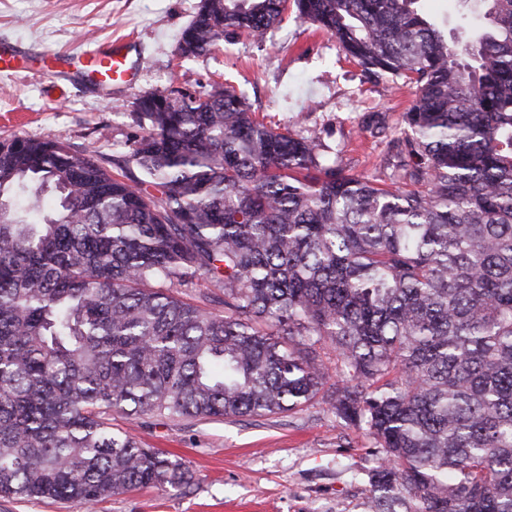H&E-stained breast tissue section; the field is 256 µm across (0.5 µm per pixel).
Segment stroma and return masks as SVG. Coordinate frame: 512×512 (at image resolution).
Masks as SVG:
<instances>
[{
    "mask_svg": "<svg viewBox=\"0 0 512 512\" xmlns=\"http://www.w3.org/2000/svg\"><path fill=\"white\" fill-rule=\"evenodd\" d=\"M200 0H0V40L33 51L74 53L100 40L132 41L143 57L137 82L108 100L33 72L0 73V140L48 136L139 178L128 155L141 128L137 100L148 93L214 87L242 95L264 122L321 133L346 173L380 183L413 86L368 80L335 37L287 11L264 40L220 41L200 57L176 51ZM114 428L181 459L189 490L117 494L93 512H368L375 467L364 430L343 429L322 399L275 415L182 421L116 415Z\"/></svg>",
    "mask_w": 512,
    "mask_h": 512,
    "instance_id": "35a3bbf8",
    "label": "stroma"
}]
</instances>
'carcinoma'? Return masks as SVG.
<instances>
[{
	"mask_svg": "<svg viewBox=\"0 0 512 512\" xmlns=\"http://www.w3.org/2000/svg\"><path fill=\"white\" fill-rule=\"evenodd\" d=\"M294 2L369 78L415 87L396 187L227 90L140 98L132 182L48 136L1 140L0 496L187 489L112 416L321 394L372 441L369 512H512V0H480L464 45L417 0ZM286 3L201 0L177 52L261 40ZM200 280L201 303L179 297Z\"/></svg>",
	"mask_w": 512,
	"mask_h": 512,
	"instance_id": "cac0c4a2",
	"label": "carcinoma"
}]
</instances>
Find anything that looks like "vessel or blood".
<instances>
[{"label": "vessel or blood", "mask_w": 512, "mask_h": 512, "mask_svg": "<svg viewBox=\"0 0 512 512\" xmlns=\"http://www.w3.org/2000/svg\"><path fill=\"white\" fill-rule=\"evenodd\" d=\"M32 56L19 44L0 42V72L17 71ZM36 56L41 60L43 79L66 78L81 88L107 94L129 88L138 74V54L129 42L99 45L76 57L52 50Z\"/></svg>", "instance_id": "b4317fda"}]
</instances>
